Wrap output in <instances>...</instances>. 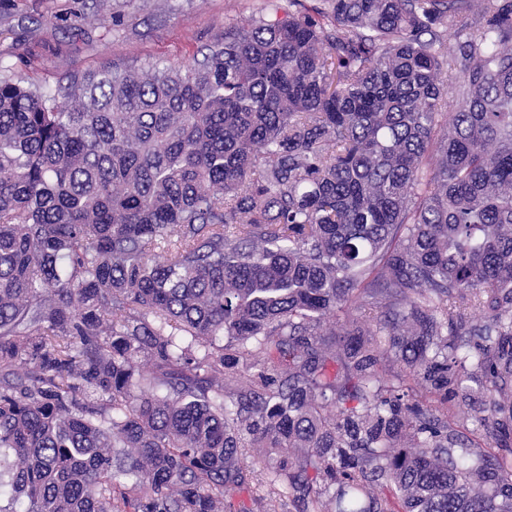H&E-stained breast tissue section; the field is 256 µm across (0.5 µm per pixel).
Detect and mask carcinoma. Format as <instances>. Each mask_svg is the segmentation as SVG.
I'll return each instance as SVG.
<instances>
[{
    "instance_id": "cac0c4a2",
    "label": "carcinoma",
    "mask_w": 512,
    "mask_h": 512,
    "mask_svg": "<svg viewBox=\"0 0 512 512\" xmlns=\"http://www.w3.org/2000/svg\"><path fill=\"white\" fill-rule=\"evenodd\" d=\"M282 11L0 59V512H512V0Z\"/></svg>"
}]
</instances>
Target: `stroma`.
I'll use <instances>...</instances> for the list:
<instances>
[{
    "label": "stroma",
    "instance_id": "35a3bbf8",
    "mask_svg": "<svg viewBox=\"0 0 512 512\" xmlns=\"http://www.w3.org/2000/svg\"><path fill=\"white\" fill-rule=\"evenodd\" d=\"M99 0H0V57L24 62L50 88L66 72L112 61L191 58L225 25H246L263 0H111L120 23L99 21Z\"/></svg>",
    "mask_w": 512,
    "mask_h": 512
}]
</instances>
